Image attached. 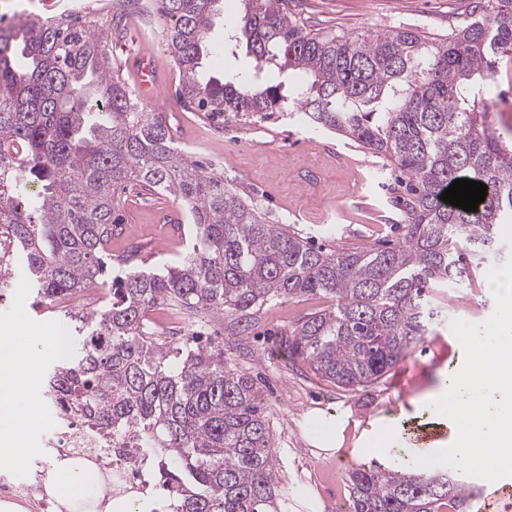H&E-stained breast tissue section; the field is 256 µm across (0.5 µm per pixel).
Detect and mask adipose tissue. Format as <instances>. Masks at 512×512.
Returning <instances> with one entry per match:
<instances>
[{
    "label": "adipose tissue",
    "mask_w": 512,
    "mask_h": 512,
    "mask_svg": "<svg viewBox=\"0 0 512 512\" xmlns=\"http://www.w3.org/2000/svg\"><path fill=\"white\" fill-rule=\"evenodd\" d=\"M52 348L49 336L29 337L24 345L12 336L0 338L1 467L22 465L36 453L26 439L41 422L32 391L40 361ZM308 419L316 427L312 444L332 453L342 446L352 414L346 409L331 413L315 410ZM102 484V474L89 463L60 457L48 462L45 487L55 500V512H153L154 502L144 499L122 496L99 501L96 491Z\"/></svg>",
    "instance_id": "1"
}]
</instances>
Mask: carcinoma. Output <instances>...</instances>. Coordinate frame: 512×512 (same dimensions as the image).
Returning a JSON list of instances; mask_svg holds the SVG:
<instances>
[{"label": "carcinoma", "instance_id": "cac0c4a2", "mask_svg": "<svg viewBox=\"0 0 512 512\" xmlns=\"http://www.w3.org/2000/svg\"><path fill=\"white\" fill-rule=\"evenodd\" d=\"M138 2L113 0L107 27L38 16L0 26V230L25 257L34 303L105 282L128 183L177 197L195 228L177 264L129 270L100 308L64 311L71 349L49 371L47 394L93 407L98 430L151 449L176 512H285L257 379L195 333L163 339L148 314L206 312L245 336L277 301L327 297L331 306L283 336L288 359L343 390L386 376L448 313L436 296L470 281L512 220V145L492 128L486 99L461 91L491 84L512 56V0L431 41L408 29L313 34L284 0H239L230 31L247 69L220 77L202 66L219 0H159L184 104L239 121L292 106L404 175L402 241L329 252L267 223L223 173L174 146L164 113L141 107L108 48ZM275 73L282 80L267 84ZM457 179L486 184L478 211L441 201ZM14 284L12 258H0V300ZM348 486L353 512H470L480 492L411 466L363 465Z\"/></svg>", "mask_w": 512, "mask_h": 512}]
</instances>
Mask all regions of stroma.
Returning <instances> with one entry per match:
<instances>
[{
    "label": "stroma",
    "instance_id": "1",
    "mask_svg": "<svg viewBox=\"0 0 512 512\" xmlns=\"http://www.w3.org/2000/svg\"><path fill=\"white\" fill-rule=\"evenodd\" d=\"M473 8V0H390L387 10L378 13L369 0H288L289 11L305 26L346 34L400 27L434 37L469 18ZM165 27L159 15L148 24L130 17L122 40L113 42L110 50L134 89L139 86L136 60L152 61L166 98L160 101L140 93L138 99L146 111L164 113L177 147L186 148L205 167L223 164L225 182L257 204L269 223L290 225L324 250L396 241L398 212L387 190L398 186L399 176L391 166L347 139L310 128L295 110L277 118L239 122L185 106L175 96L181 76L166 46ZM490 90L491 123L504 140L512 141L511 59L502 62ZM122 197L123 231L113 235L110 246L113 267L159 268L179 261L194 236L193 225L182 221L181 203L172 195L133 185ZM27 275L23 261H16L19 286L0 303V337L16 335L21 326L30 335L50 336L60 324L56 304L34 306L25 285ZM486 277L482 268L476 270L469 287L449 285L447 321L436 325L425 343L398 365L410 378L402 392L391 389L385 380L355 391L336 388L301 371L278 349L284 330L327 307L323 298L304 297L270 307L242 344L232 346L231 358L257 376L269 400L278 476L288 492L286 512H297L299 494L307 490L316 496L319 512H336L337 498L349 495L348 471L376 461L372 453L346 447L332 455L314 448L306 422L311 410L347 409L363 422L388 417L387 433L393 444L415 456L408 424L436 421L423 397L448 387L464 363V350L450 328L451 321L481 323L494 311Z\"/></svg>",
    "mask_w": 512,
    "mask_h": 512
}]
</instances>
